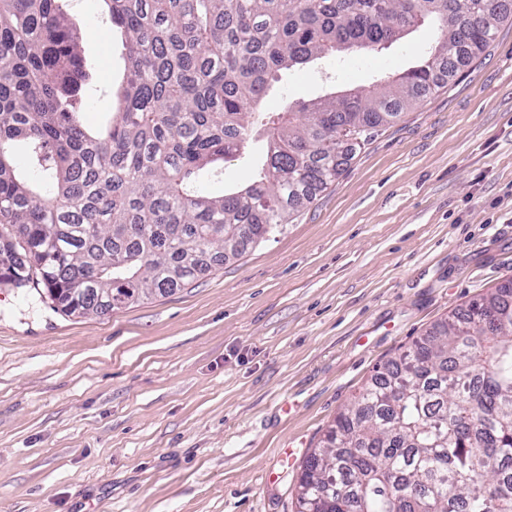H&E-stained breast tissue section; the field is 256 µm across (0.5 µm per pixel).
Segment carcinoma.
<instances>
[{
    "mask_svg": "<svg viewBox=\"0 0 512 512\" xmlns=\"http://www.w3.org/2000/svg\"><path fill=\"white\" fill-rule=\"evenodd\" d=\"M67 0H0V288L66 316L199 280L286 229L376 133L479 60L512 0H106L125 41L112 124L80 121L91 81ZM427 18L433 54L380 90L256 112L281 72L384 49ZM267 158L219 197L199 172L257 132ZM27 144L31 182L16 165ZM295 512H512V288L436 324L376 370L304 459Z\"/></svg>",
    "mask_w": 512,
    "mask_h": 512,
    "instance_id": "1",
    "label": "carcinoma"
}]
</instances>
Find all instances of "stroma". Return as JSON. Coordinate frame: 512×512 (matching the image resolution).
Masks as SVG:
<instances>
[{
	"label": "stroma",
	"instance_id": "obj_1",
	"mask_svg": "<svg viewBox=\"0 0 512 512\" xmlns=\"http://www.w3.org/2000/svg\"><path fill=\"white\" fill-rule=\"evenodd\" d=\"M70 15L119 105L106 0ZM433 22L390 48L284 71L267 111L393 80ZM264 136L201 194L246 186ZM512 281V25L443 90L378 132L283 234L168 296L64 317L0 288V512H292L303 461L376 367ZM292 455H285V448Z\"/></svg>",
	"mask_w": 512,
	"mask_h": 512
}]
</instances>
